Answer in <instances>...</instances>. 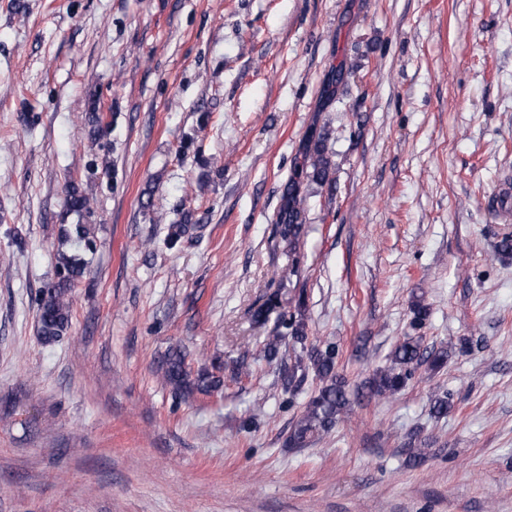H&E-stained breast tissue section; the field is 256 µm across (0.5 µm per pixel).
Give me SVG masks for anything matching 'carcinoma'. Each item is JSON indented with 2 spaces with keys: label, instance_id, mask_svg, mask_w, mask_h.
Returning a JSON list of instances; mask_svg holds the SVG:
<instances>
[{
  "label": "carcinoma",
  "instance_id": "carcinoma-1",
  "mask_svg": "<svg viewBox=\"0 0 512 512\" xmlns=\"http://www.w3.org/2000/svg\"><path fill=\"white\" fill-rule=\"evenodd\" d=\"M328 133L325 128H312L305 137L296 158L294 172L284 185L281 203L274 224L276 233L285 242L289 260V273L296 272L299 257L297 248L303 234L307 193L305 185L315 184L320 188L332 187V162L327 148ZM68 211L76 214L91 210L90 198L73 187L66 199ZM67 241L92 248L89 228L85 224H72L66 234ZM86 270L84 259L78 254H59L58 281L37 298L39 333L47 343L57 341L69 327L71 304L69 292ZM306 296L299 291L289 301L282 300L279 291L265 295L263 302L252 313L255 324L264 326L275 317L274 327L261 350L267 363L280 367L282 387L293 390L297 379L313 373L320 382L311 395L304 410L288 435V447L306 448L314 440L332 432L351 404L348 381L338 372L339 347L336 342L326 340L321 344L307 346V326L304 321ZM411 325L417 330L423 327L430 315L428 305L421 301L411 307ZM291 342L294 355L287 354L286 342ZM390 365L376 370L365 380L357 393L368 398L393 397L401 392L423 366L431 371L444 367L448 362V349L426 347L421 336H405L389 356ZM162 379L179 394L212 392L223 386L220 377L201 370L192 374L187 362V353L180 348L168 351L162 361Z\"/></svg>",
  "mask_w": 512,
  "mask_h": 512
}]
</instances>
